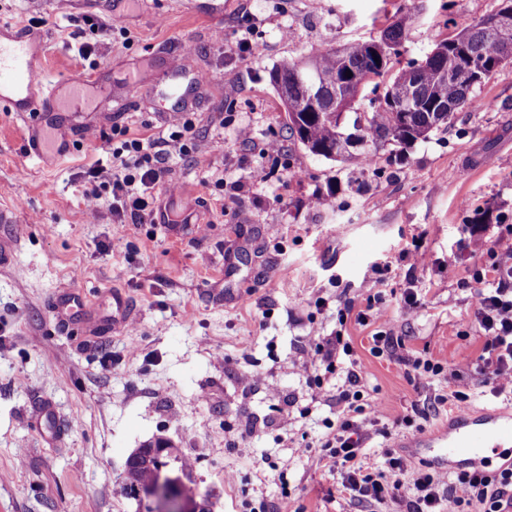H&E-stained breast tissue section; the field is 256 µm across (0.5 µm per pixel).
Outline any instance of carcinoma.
I'll return each instance as SVG.
<instances>
[{"instance_id": "1", "label": "carcinoma", "mask_w": 512, "mask_h": 512, "mask_svg": "<svg viewBox=\"0 0 512 512\" xmlns=\"http://www.w3.org/2000/svg\"><path fill=\"white\" fill-rule=\"evenodd\" d=\"M509 12L512 23V0H500L499 8L458 34L438 39L433 55L425 65L409 61L392 74L388 63L376 61L377 50L387 54L405 41L413 24L410 14L389 23L379 39L357 42L343 48H322L305 59L288 61L275 68L271 80L280 100H288L286 126L289 137L309 153L327 160H349L366 165L379 148L387 145L407 146L440 127H449L455 114L477 107L471 96L466 70L473 64L486 65L500 59V36L489 31L487 24ZM371 88L377 97L369 100V110L355 113L347 122V112L354 109L351 99L338 110L330 107L333 95L345 71ZM122 492L133 500L138 493L158 487L166 471L163 463L148 451H139L128 459ZM178 485L169 492L176 501L187 498L199 512H209L208 492L191 486V464L177 454Z\"/></svg>"}]
</instances>
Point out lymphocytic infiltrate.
<instances>
[{
    "mask_svg": "<svg viewBox=\"0 0 512 512\" xmlns=\"http://www.w3.org/2000/svg\"><path fill=\"white\" fill-rule=\"evenodd\" d=\"M114 132L123 142L112 152L113 165L107 169L97 162L86 169L83 198L94 214L104 197H111L114 214L141 224L150 213L149 199L163 180L164 142L131 135L126 127H115ZM500 237L508 242L506 251L489 250V262L475 274L478 287L473 294L474 318L486 338L476 369L483 387L495 397L512 393V224L501 225ZM372 343L374 353L399 356L414 387H429L444 370L431 359L399 355L402 342L391 332H376ZM352 353L350 342L339 333L329 345H317L310 362L319 381L336 383V426L321 441L319 458L339 473L340 492L369 505L390 501L403 506L404 512H464L474 504L482 512H512V465L494 474L476 466L449 472L386 445L379 466L364 467L367 440L380 437L387 442L392 432L379 423L377 400L364 395L359 362L340 371V355Z\"/></svg>",
    "mask_w": 512,
    "mask_h": 512,
    "instance_id": "f902f5d3",
    "label": "lymphocytic infiltrate"
}]
</instances>
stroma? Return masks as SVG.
Masks as SVG:
<instances>
[{
	"label": "stroma",
	"mask_w": 512,
	"mask_h": 512,
	"mask_svg": "<svg viewBox=\"0 0 512 512\" xmlns=\"http://www.w3.org/2000/svg\"><path fill=\"white\" fill-rule=\"evenodd\" d=\"M499 0H0L12 35L43 36L50 81L81 73L101 82L84 111L53 116L71 144L63 160L29 151L33 118L0 109V512H137L119 486L128 457L157 437L175 441L214 512L287 502L290 512H367L338 493L339 474L318 454L336 389L315 391L305 365L314 340L343 331L378 391L389 423L418 403L396 448L447 425L456 410L435 394L461 391L471 410L512 409L481 395L473 363L485 339L473 316L474 270L500 223L512 224V72L474 93L490 107L457 113L448 128L358 167L305 151L288 138L270 73L317 47L379 37L395 16L416 23L401 61L421 60L432 36L461 31ZM108 24L96 56H79L86 18ZM259 40L260 56L236 45ZM192 54L202 79L186 101L189 151L167 162L176 194L160 193L166 224L86 212L83 172L109 163L113 125L168 137L169 67ZM247 124L251 142L237 139ZM279 140V158L265 156ZM318 195L331 206L309 208ZM189 223H177L181 214ZM425 252V266L407 254ZM420 304L406 309L404 289ZM77 306L59 316L62 293ZM129 321L112 331V295ZM382 296L393 335L409 354L445 369L415 388L396 358L374 356L378 324L355 312ZM354 314L339 324L337 312ZM460 367H450V359ZM249 375L262 384L244 387ZM277 385L270 397L266 383ZM269 465H262V458ZM235 474L224 480L225 471Z\"/></svg>",
	"instance_id": "1"
}]
</instances>
